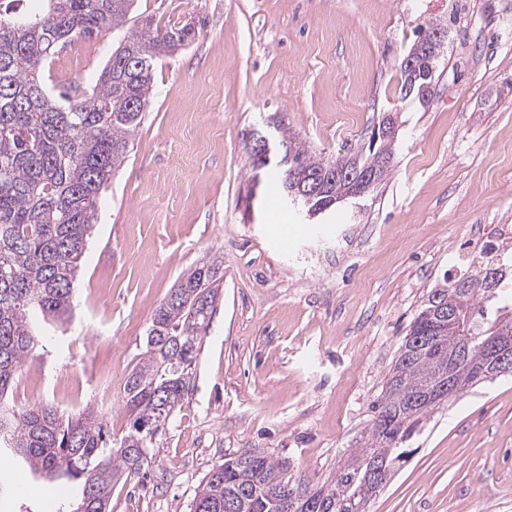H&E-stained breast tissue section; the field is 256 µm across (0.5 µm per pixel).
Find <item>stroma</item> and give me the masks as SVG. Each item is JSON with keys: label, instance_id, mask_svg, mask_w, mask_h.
Returning <instances> with one entry per match:
<instances>
[{"label": "stroma", "instance_id": "obj_1", "mask_svg": "<svg viewBox=\"0 0 512 512\" xmlns=\"http://www.w3.org/2000/svg\"><path fill=\"white\" fill-rule=\"evenodd\" d=\"M198 24L154 66L150 107L102 191L63 327L33 314L37 341L6 401L104 413L129 428L123 385L155 309L189 269L223 258L219 296L190 388L144 476L109 512H190L224 459L257 448L322 485L370 420L398 348L458 238L512 224V0H135L96 34L92 90L139 20ZM448 29L427 106L401 100L400 64L421 27ZM285 113L316 157L364 154L398 115L393 166L318 224L253 182L245 143ZM411 455L368 512H512V374L483 380L418 426ZM79 483L0 452V512H74Z\"/></svg>", "mask_w": 512, "mask_h": 512}]
</instances>
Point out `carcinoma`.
Wrapping results in <instances>:
<instances>
[{
	"label": "carcinoma",
	"instance_id": "carcinoma-1",
	"mask_svg": "<svg viewBox=\"0 0 512 512\" xmlns=\"http://www.w3.org/2000/svg\"><path fill=\"white\" fill-rule=\"evenodd\" d=\"M23 0H0V398L11 389L35 346L29 311L62 322L67 319L87 239L97 219L103 187L130 151L131 137L151 102L153 61L195 40L187 23L164 31L147 21L132 30L112 52L90 94L71 85L55 92L45 87L40 65L60 44L92 36L122 23L134 0H45L37 13L20 9ZM400 93L424 106L435 77L412 79L401 71ZM278 144L295 149L292 163L264 162L281 197L289 196L294 167L326 177L331 161L314 157L275 119ZM393 142L381 141L359 161L372 168L378 155L392 154ZM222 261L194 267L155 311L146 337L145 356L128 374L123 391L129 430L117 446L106 438L103 416L64 415L49 404L21 411L0 409L8 419L11 447L33 472L53 470L82 481L75 512H108L112 484L143 474L153 438L141 428L166 420L189 390L200 330L210 320L218 295ZM475 273L433 288L411 324L427 327L433 303L446 299L463 314L470 339L454 334L438 343L448 351L463 346L473 365L483 363L482 341L498 333L499 312L512 308V288L503 279L489 283ZM432 353L397 357L359 447L340 459L334 477L317 489L288 477L291 464L264 451L248 450L214 465L199 484L191 512H306L309 498L317 512H365V506L390 479L408 451L403 444L432 410L416 392L436 375ZM128 447H123V444Z\"/></svg>",
	"mask_w": 512,
	"mask_h": 512
}]
</instances>
